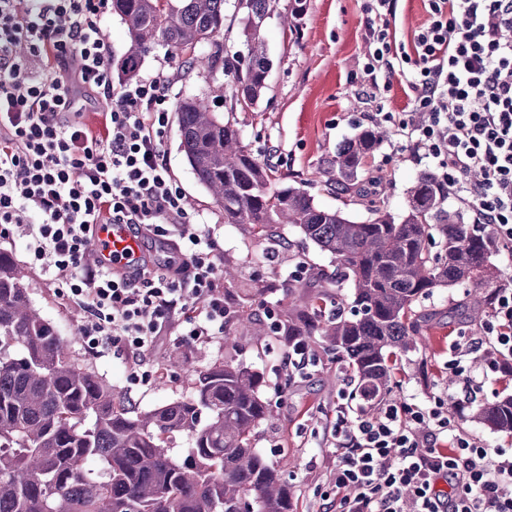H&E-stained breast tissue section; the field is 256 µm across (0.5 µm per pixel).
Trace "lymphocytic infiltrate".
Here are the masks:
<instances>
[{"mask_svg": "<svg viewBox=\"0 0 512 512\" xmlns=\"http://www.w3.org/2000/svg\"><path fill=\"white\" fill-rule=\"evenodd\" d=\"M413 53L394 49L395 0H368L369 88L401 77L425 124L401 123L451 194L496 242L512 244V0H426ZM106 0H0V227L24 231L33 267L65 285L90 351L123 349L131 379L162 336L203 344L224 333L216 229L194 222L162 150L170 80L115 83L102 38ZM90 98L103 132L84 121ZM129 225L167 245L131 276L84 264L97 226ZM512 375V287L497 289L484 333L460 344ZM336 512H512V451L448 420L441 401H380L336 427Z\"/></svg>", "mask_w": 512, "mask_h": 512, "instance_id": "obj_1", "label": "lymphocytic infiltrate"}]
</instances>
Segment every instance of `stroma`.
Listing matches in <instances>:
<instances>
[{
  "label": "stroma",
  "mask_w": 512,
  "mask_h": 512,
  "mask_svg": "<svg viewBox=\"0 0 512 512\" xmlns=\"http://www.w3.org/2000/svg\"><path fill=\"white\" fill-rule=\"evenodd\" d=\"M299 1L304 10L293 26H283L279 17H273L261 30L270 71L258 104L244 109L223 98L215 100L212 108L237 123L247 150L257 159H271L285 185L303 189L318 206L342 210L357 221L367 218L370 199L331 191L328 163L339 144L369 126L372 115L393 113L394 122L383 125L388 137L369 159L367 169L386 184L388 210L401 216L408 207L409 188L421 172L435 168L397 126L412 110L413 94L396 81L372 96L362 92L369 50L367 0H280L281 14L291 12ZM428 20L423 0H396L389 29L397 43L408 45ZM140 72L170 76L175 102L187 96H207L210 85L226 80L223 72L209 70L204 64L187 69L180 58L162 48L145 58ZM178 145V123L173 120L162 146L167 163L190 210L198 220L217 226L218 261L237 270L234 289L249 294L250 305L262 303L277 313H295L304 309L312 294L309 282L319 277L335 281L334 257L304 240L297 228L281 225L285 244L272 251L248 226L225 223L222 206L198 184ZM27 275L33 308L68 342L73 359L110 381L128 399L131 409L143 412L190 398L199 372L228 357L257 373L262 382L260 393L270 401L273 417L256 429L254 448L278 466L298 503V512H323L335 504L332 473L338 454L332 430L338 417H355L368 403L351 398L347 379L328 343L312 339L313 363L288 374L282 365L285 348L272 334L257 339L239 333L230 346L221 337L194 347L168 342L146 355L145 367L153 371V378L136 382L129 376L124 355L116 349L99 354L87 351L80 331L83 313L57 284L37 269H29ZM295 280L300 281V288L285 295L282 284ZM263 285L270 286V293L255 297V288ZM472 289L469 283L438 288L425 301L422 311L427 323L422 337L416 349L403 354L390 395L412 397L419 403L440 396L445 413L452 419L461 418L466 433L492 448H512L511 434L494 430L470 414L459 417L457 412L462 380L450 362L458 356L455 346L461 337L482 332L481 326L468 318ZM177 357L182 359V367H171V360Z\"/></svg>",
  "instance_id": "35a3bbf8"
}]
</instances>
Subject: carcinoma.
I'll return each mask as SVG.
<instances>
[{
    "label": "carcinoma",
    "instance_id": "carcinoma-1",
    "mask_svg": "<svg viewBox=\"0 0 512 512\" xmlns=\"http://www.w3.org/2000/svg\"><path fill=\"white\" fill-rule=\"evenodd\" d=\"M227 0H112L128 48L112 60L120 81L136 77L146 56L165 47L193 69L196 49L212 46L210 70L233 76L232 96L249 108L266 88L269 63L261 29L279 0H235L243 14L247 56L217 41ZM180 148L196 180L224 208L227 224H248L269 244L282 224L336 258L350 292L321 291L307 310L282 325L296 336H325L337 359L352 367L360 396L378 398L398 371V352L417 345L418 307L437 288L469 281L493 287L496 246L481 225L445 208L448 189L424 171L408 191L401 221L378 205L365 221L323 209L305 191L270 189L275 166L242 145L240 128L206 99L178 101ZM387 138L367 127L336 150L332 191L360 186L368 158ZM27 276L0 251V512H293L288 484L251 443L270 414L258 376L226 361L198 375L193 396L150 411L130 410L112 384L71 357L54 327L32 306ZM225 327L261 333L265 324L224 289ZM477 419L512 432V397L488 403ZM189 442L185 457L169 455L173 439ZM95 462L94 472L87 464Z\"/></svg>",
    "mask_w": 512,
    "mask_h": 512
}]
</instances>
